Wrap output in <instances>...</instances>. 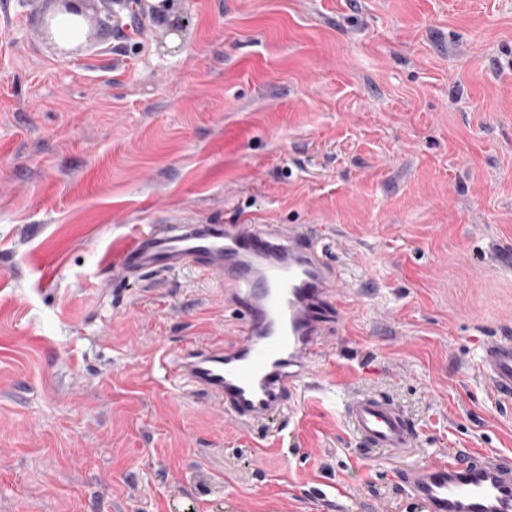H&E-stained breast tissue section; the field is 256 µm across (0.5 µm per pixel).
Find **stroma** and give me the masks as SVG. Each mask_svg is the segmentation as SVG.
Listing matches in <instances>:
<instances>
[{
  "instance_id": "35a3bbf8",
  "label": "stroma",
  "mask_w": 512,
  "mask_h": 512,
  "mask_svg": "<svg viewBox=\"0 0 512 512\" xmlns=\"http://www.w3.org/2000/svg\"><path fill=\"white\" fill-rule=\"evenodd\" d=\"M62 42L0 0V512H413L340 399L420 458L512 459L475 371L512 335V0H177ZM308 230L349 290L323 388L242 428L175 374L238 337L221 277L124 280L141 224ZM343 418L358 443L406 461L419 452L410 419L389 397L378 392H356L342 400Z\"/></svg>"
}]
</instances>
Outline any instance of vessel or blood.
Listing matches in <instances>:
<instances>
[{
    "label": "vessel or blood",
    "mask_w": 512,
    "mask_h": 512,
    "mask_svg": "<svg viewBox=\"0 0 512 512\" xmlns=\"http://www.w3.org/2000/svg\"><path fill=\"white\" fill-rule=\"evenodd\" d=\"M114 262L133 279L195 266L223 277L239 337L220 348L185 350L177 372L209 390L240 425L273 423L290 394L316 382L323 330L347 314L346 292L335 287L317 241L302 230L151 224L121 244ZM475 369L499 398L511 400L512 336L485 339ZM342 414L361 446L402 461L399 481L418 512H512V464L501 453L460 450L445 461L416 463L415 429L389 397L349 394Z\"/></svg>",
    "instance_id": "obj_1"
}]
</instances>
